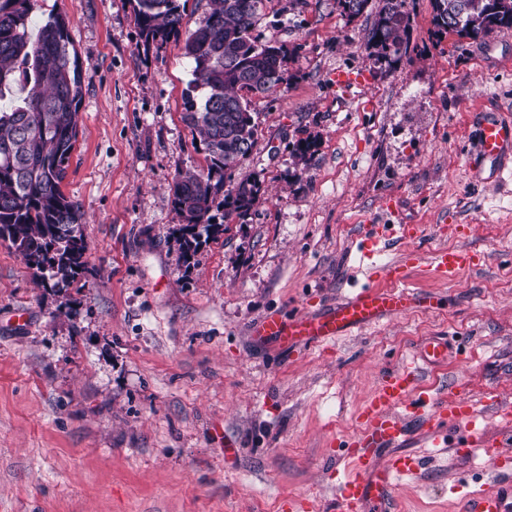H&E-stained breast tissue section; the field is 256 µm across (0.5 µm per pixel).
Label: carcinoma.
I'll use <instances>...</instances> for the list:
<instances>
[{
  "label": "carcinoma",
  "mask_w": 512,
  "mask_h": 512,
  "mask_svg": "<svg viewBox=\"0 0 512 512\" xmlns=\"http://www.w3.org/2000/svg\"><path fill=\"white\" fill-rule=\"evenodd\" d=\"M266 0H209L195 29L182 31L179 0H136L135 19L146 45L161 48L183 40L192 79L183 93V120L199 133L207 171H178L173 204L182 224L175 242L185 262L194 259L202 237L223 232L212 214L242 215L259 199L256 181L224 189L232 170L254 145L257 113L250 97L287 83L283 45L254 35ZM367 45L376 59L404 49L405 0H380ZM353 20L369 0H337ZM433 23L441 31L476 39L512 29V0H431ZM30 0H0V99L17 85L22 103L0 108V240L55 287L70 285L87 271L79 206L61 187L77 140L81 99L79 65L68 36L69 20L51 18L36 37L28 31ZM454 27L448 28V16Z\"/></svg>",
  "instance_id": "1"
}]
</instances>
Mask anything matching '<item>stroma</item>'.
Here are the masks:
<instances>
[{
  "label": "stroma",
  "mask_w": 512,
  "mask_h": 512,
  "mask_svg": "<svg viewBox=\"0 0 512 512\" xmlns=\"http://www.w3.org/2000/svg\"><path fill=\"white\" fill-rule=\"evenodd\" d=\"M400 58L367 45L376 9L268 0L256 31L286 45L287 84L251 99L258 131L233 181L258 202L185 268L170 232L177 170H205L182 120L191 65L180 45L146 47L135 0H31L43 24L70 20L82 98L62 190L83 214L88 271L41 281L0 241V512H282L288 497L332 499L330 460L381 373L423 341L477 346L425 371L426 386L490 385L512 398V173L472 182L474 117L512 113V30L479 39L438 30L431 0H405ZM359 73L350 89L333 75ZM311 137L312 155L293 144ZM417 237L387 233L378 262L417 257L412 309L329 345L252 340L268 313L316 309L363 282L358 243L388 223L386 199ZM483 253L447 280L434 250ZM25 321H18V312ZM424 470L397 477L401 512H453L484 455L412 443Z\"/></svg>",
  "instance_id": "1"
}]
</instances>
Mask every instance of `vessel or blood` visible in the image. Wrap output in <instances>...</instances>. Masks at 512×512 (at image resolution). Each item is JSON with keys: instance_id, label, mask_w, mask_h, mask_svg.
<instances>
[{"instance_id": "1", "label": "vessel or blood", "mask_w": 512, "mask_h": 512, "mask_svg": "<svg viewBox=\"0 0 512 512\" xmlns=\"http://www.w3.org/2000/svg\"><path fill=\"white\" fill-rule=\"evenodd\" d=\"M512 158V115L499 114L482 121L478 129V167L500 172ZM381 237L369 234L362 241V256L368 261L365 282L351 295L325 307L283 317L268 314L251 326L255 340L269 342L284 350L301 345L336 340L407 311L427 308L426 296L407 281L408 261L386 267L375 262ZM483 258L470 250H437L432 263L438 274L452 278L481 265ZM449 342L441 338L423 346L411 362L382 372L378 385L359 410L357 426L342 444V459L348 463L345 475L336 483L330 501L305 496L288 500L289 512H394L398 475L419 471L421 456L408 452L414 440L447 437L457 430L452 443L455 453L475 450L498 455L512 445V400L493 386L479 396L465 398L457 392L441 394L421 385V375L448 359ZM493 414L502 421L495 437H485L479 419ZM498 478L477 494H463L456 512H512V468L499 460Z\"/></svg>"}]
</instances>
